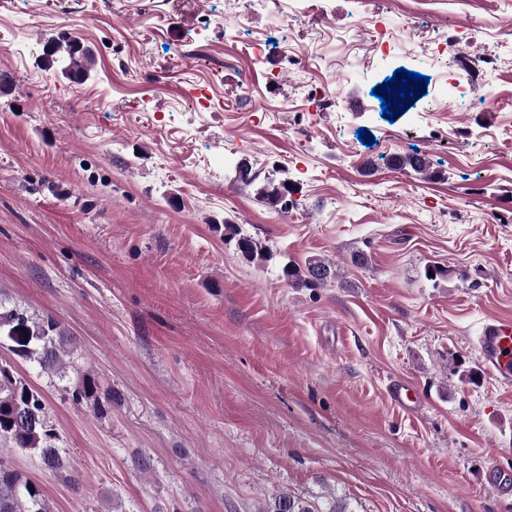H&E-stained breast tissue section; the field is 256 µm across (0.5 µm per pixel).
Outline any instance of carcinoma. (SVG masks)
Listing matches in <instances>:
<instances>
[{"instance_id":"cac0c4a2","label":"carcinoma","mask_w":512,"mask_h":512,"mask_svg":"<svg viewBox=\"0 0 512 512\" xmlns=\"http://www.w3.org/2000/svg\"><path fill=\"white\" fill-rule=\"evenodd\" d=\"M68 59L63 70L71 77L75 73L87 77L92 58L79 51L77 44L68 39L50 42L49 56ZM287 180L266 179L257 189L260 198L272 203L288 197ZM242 253L254 258L264 257L266 247L251 237L238 239ZM287 279L306 288H321L336 278V266L325 259L308 262L305 269L284 268ZM73 339L61 322L52 316L37 317L16 307L0 304V347L22 362L36 364L41 371L59 379L67 376ZM76 402L93 401L97 412L106 411L112 402V393L101 392L98 380L88 373L81 375L72 390ZM0 439L10 447L37 454L44 465L56 472L66 470L64 457L55 445L57 432L48 415L45 398L26 380L20 377L9 361L0 362ZM0 512H52L42 492L21 472L0 460ZM266 512H350L347 504L337 499L320 506L307 503L290 493H282L274 499Z\"/></svg>"}]
</instances>
